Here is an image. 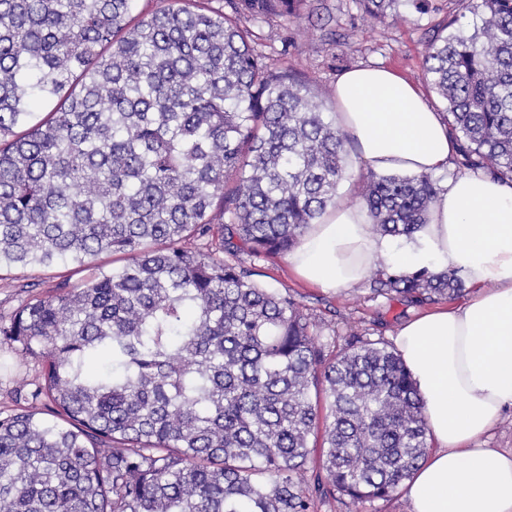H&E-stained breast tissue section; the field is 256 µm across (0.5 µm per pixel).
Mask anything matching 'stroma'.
Returning <instances> with one entry per match:
<instances>
[{"label":"stroma","mask_w":512,"mask_h":512,"mask_svg":"<svg viewBox=\"0 0 512 512\" xmlns=\"http://www.w3.org/2000/svg\"><path fill=\"white\" fill-rule=\"evenodd\" d=\"M400 12L398 21L376 23L367 19L360 0H302L295 15L268 23L252 20L248 26L254 33V51L271 67L298 73L326 112L337 110L333 94L337 78L349 69L368 65L393 68L425 95L435 111H444L426 74L425 51L429 40L460 16L458 0H432L424 12L406 2ZM237 261L256 268L260 284L295 294L304 313L318 321L322 339H335L340 347L353 333L370 340H390L402 324L429 308L425 302L415 305L373 297L365 284L339 291L309 285L282 256L255 259L242 254ZM68 277H80L70 262L1 277L0 323ZM40 378L38 359L22 355L18 345H0V415L27 406Z\"/></svg>","instance_id":"stroma-1"}]
</instances>
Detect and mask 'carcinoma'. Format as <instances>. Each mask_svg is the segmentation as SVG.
Instances as JSON below:
<instances>
[{"instance_id":"1","label":"carcinoma","mask_w":512,"mask_h":512,"mask_svg":"<svg viewBox=\"0 0 512 512\" xmlns=\"http://www.w3.org/2000/svg\"><path fill=\"white\" fill-rule=\"evenodd\" d=\"M133 2L0 0V272L88 271L0 324V344L41 361L31 400L52 416L0 417V512L389 497L427 448L400 357L355 334L328 357L293 294L224 260L290 252L347 174L350 136L238 25L302 0H165L137 16ZM360 2L382 21L402 0ZM460 2L472 25L428 43L426 72L462 165L512 176V0ZM437 193L428 175L372 173L362 204L374 230L409 237ZM103 253L124 263L93 266ZM370 291L451 300L464 280L381 269Z\"/></svg>"}]
</instances>
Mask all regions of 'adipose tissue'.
I'll list each match as a JSON object with an SVG mask.
<instances>
[{
    "instance_id": "obj_1",
    "label": "adipose tissue",
    "mask_w": 512,
    "mask_h": 512,
    "mask_svg": "<svg viewBox=\"0 0 512 512\" xmlns=\"http://www.w3.org/2000/svg\"><path fill=\"white\" fill-rule=\"evenodd\" d=\"M338 126L377 172L438 174L457 144L443 113L390 69L360 66L334 86ZM385 258L406 272L457 271L468 300L401 325L392 338L423 402L436 448L401 490L411 512H512V451L481 441L512 407V178L449 180L427 224L394 244L371 231L359 204L331 207L288 254L304 281L354 288Z\"/></svg>"
}]
</instances>
